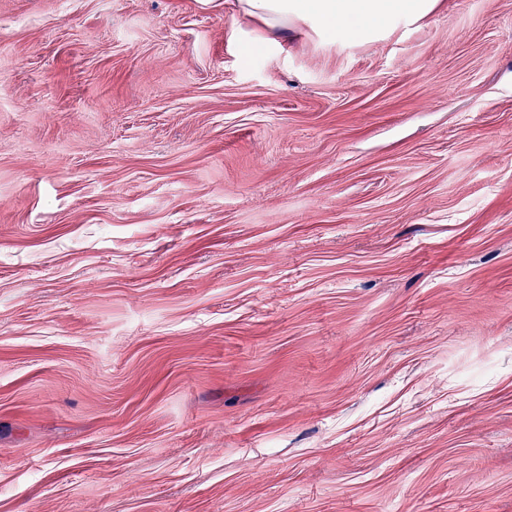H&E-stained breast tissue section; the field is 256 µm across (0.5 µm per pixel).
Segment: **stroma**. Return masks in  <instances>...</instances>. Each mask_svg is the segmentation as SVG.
<instances>
[{
  "mask_svg": "<svg viewBox=\"0 0 512 512\" xmlns=\"http://www.w3.org/2000/svg\"><path fill=\"white\" fill-rule=\"evenodd\" d=\"M0 512H512V0H0ZM244 11L269 27L292 22H320L336 38L350 32L367 36L392 20L417 19L432 11L436 0H241Z\"/></svg>",
  "mask_w": 512,
  "mask_h": 512,
  "instance_id": "35a3bbf8",
  "label": "stroma"
}]
</instances>
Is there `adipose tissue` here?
<instances>
[{
	"instance_id": "ef3b65f1",
	"label": "adipose tissue",
	"mask_w": 512,
	"mask_h": 512,
	"mask_svg": "<svg viewBox=\"0 0 512 512\" xmlns=\"http://www.w3.org/2000/svg\"><path fill=\"white\" fill-rule=\"evenodd\" d=\"M241 4L248 15L267 26L315 20L343 39L353 31L369 35L393 20L424 17L436 0H241Z\"/></svg>"
}]
</instances>
